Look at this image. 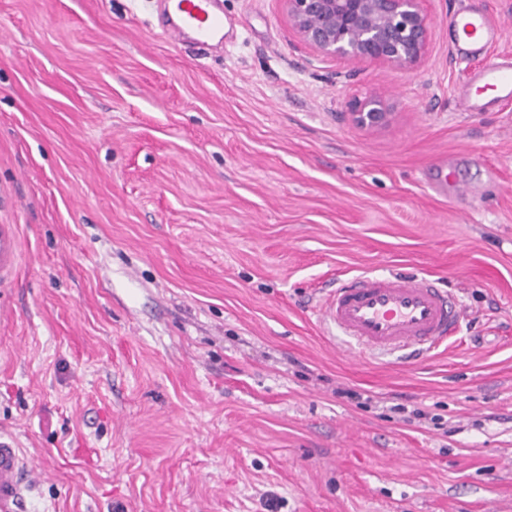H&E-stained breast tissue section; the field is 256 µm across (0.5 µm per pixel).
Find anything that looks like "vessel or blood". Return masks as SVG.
I'll return each mask as SVG.
<instances>
[{"instance_id":"vessel-or-blood-1","label":"vessel or blood","mask_w":512,"mask_h":512,"mask_svg":"<svg viewBox=\"0 0 512 512\" xmlns=\"http://www.w3.org/2000/svg\"><path fill=\"white\" fill-rule=\"evenodd\" d=\"M179 23L169 40L181 41L193 32L206 44L224 32V18L211 0H177ZM467 37L456 55L471 60L488 53L500 34L498 24L484 12L472 10L455 16ZM485 87L504 100L512 99V65L492 64L481 72ZM323 321L347 336L356 354L408 352L430 354L448 341L463 317L457 298L437 282L402 272L385 276L360 275L339 283L321 306ZM31 459L11 440L0 437V512H15L30 488Z\"/></svg>"}]
</instances>
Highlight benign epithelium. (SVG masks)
<instances>
[{
    "mask_svg": "<svg viewBox=\"0 0 512 512\" xmlns=\"http://www.w3.org/2000/svg\"><path fill=\"white\" fill-rule=\"evenodd\" d=\"M298 38L325 56L373 61L401 69L419 66L430 37L431 19L421 0H281ZM353 121L377 127L391 117L379 98L351 104Z\"/></svg>",
    "mask_w": 512,
    "mask_h": 512,
    "instance_id": "obj_1",
    "label": "benign epithelium"
}]
</instances>
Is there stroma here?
Wrapping results in <instances>:
<instances>
[{
	"label": "stroma",
	"instance_id": "35a3bbf8",
	"mask_svg": "<svg viewBox=\"0 0 512 512\" xmlns=\"http://www.w3.org/2000/svg\"><path fill=\"white\" fill-rule=\"evenodd\" d=\"M0 0V433L17 512H512V103L423 0L425 63L317 54L280 0ZM393 118L358 127L348 105ZM362 272L437 279L464 319L427 358L356 357L318 310ZM357 390V399L337 389ZM176 2L180 23L165 33L169 40L181 41L186 30L192 31L196 40L202 44L209 43L219 35L221 38L224 37V17L213 10L211 0H178ZM353 121L361 127H377L385 124L391 117L389 107L379 98L355 100L351 104ZM34 470L31 459L12 440L0 436V511L15 512L29 490L28 476Z\"/></svg>",
	"mask_w": 512,
	"mask_h": 512
}]
</instances>
